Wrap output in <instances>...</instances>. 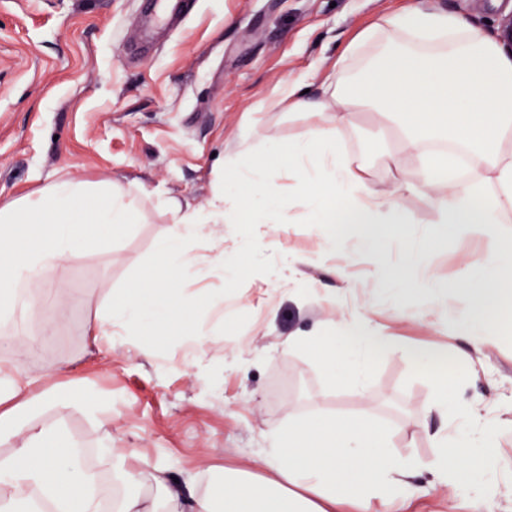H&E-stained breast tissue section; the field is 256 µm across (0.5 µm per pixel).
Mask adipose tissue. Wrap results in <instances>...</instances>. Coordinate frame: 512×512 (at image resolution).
Returning a JSON list of instances; mask_svg holds the SVG:
<instances>
[{
	"mask_svg": "<svg viewBox=\"0 0 512 512\" xmlns=\"http://www.w3.org/2000/svg\"><path fill=\"white\" fill-rule=\"evenodd\" d=\"M395 121L403 148L414 153L425 173L421 184L404 179L375 184L362 167L345 160L340 142L360 109ZM262 112H299L304 122L292 140L268 139L262 149L249 148V134L239 145L245 161L229 156L231 191L217 185L207 207L196 209L169 197L164 210L171 224L156 244L157 259L148 273L117 294L106 295L85 334L100 342L116 328L148 327L155 343L191 333L190 321L202 309H220L224 297L185 295L188 275L224 269V241L213 234L222 224H278L291 199L301 202L308 224H341L343 236H327L322 248H339L343 240L380 244L393 224L412 223L403 204L416 193L439 216L436 236L444 243L463 226L494 242L495 262L485 278H458L454 286L471 302L469 316H447L452 332L462 331L476 343L512 330L491 326L486 318L499 295L498 285L512 277V150L501 149L512 137V55L463 17L448 13L437 0H412L403 11L389 13L351 42L336 71L318 79L314 89L293 82L258 106ZM464 149L472 162L487 164L498 192L478 203V180L449 176L454 164L442 144ZM139 183L104 181L89 184L59 177L34 193L0 206V326L14 346L32 338L13 328L17 307L43 311L29 289L58 267L82 261L87 254H111L112 240L139 223L133 199L147 195ZM393 339L377 335L369 318L343 319L336 336L317 341L318 358L329 382L353 384L366 368V356L390 350ZM58 368L31 377L15 361L0 359V443L12 446L0 458V512H338L354 499L394 503L419 495L414 477L427 472L430 484L472 492L493 503L497 491L473 488V464L495 469L494 431L485 427L467 439H440L428 462L403 458L387 449L388 435L365 420L332 419L319 424L296 422L271 436L262 462L270 476L255 483L233 474L210 476L203 490L178 480L170 469L141 455L110 449L121 458L114 484L137 483L138 491L116 492L111 499L88 493L100 473L55 422L39 421L34 410L76 405L97 420H109L110 406L97 395H60L54 383ZM480 446L481 458L471 449Z\"/></svg>",
	"mask_w": 512,
	"mask_h": 512,
	"instance_id": "1",
	"label": "adipose tissue"
}]
</instances>
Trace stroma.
Listing matches in <instances>:
<instances>
[{"instance_id":"obj_1","label":"stroma","mask_w":512,"mask_h":512,"mask_svg":"<svg viewBox=\"0 0 512 512\" xmlns=\"http://www.w3.org/2000/svg\"><path fill=\"white\" fill-rule=\"evenodd\" d=\"M403 0H186L176 30L141 48L144 0H0V204L69 175L112 179L151 189L142 219L112 242L111 255L89 254L41 283L54 292L57 330L23 355L29 375L62 367L61 395L107 394L110 424L77 407L48 410L89 459L122 448L169 463L178 477L207 467L266 477L262 448L272 430L296 420L318 423L363 418L389 435L390 451L422 461L454 433L455 417L430 413L436 388L418 357L438 355L435 370H460L458 402L476 407L495 427L499 464L476 471V481L499 489L495 512H512V335L482 345L449 335L438 314H468L466 294L451 289L462 273L482 278L493 255L487 239L467 231L433 246L437 216L422 198L404 204L414 223L390 226L383 244L391 276L375 266L372 250L351 243L318 255L326 224H259L243 238L218 227L224 251L244 253L247 268L188 277V291L223 293V311L200 312L209 339L199 364L181 341L152 355L143 339L121 333L92 345L85 328L108 291H121L154 262L170 229L161 198L206 207L239 127L251 122L252 147L267 137L295 136V112H261L258 104L294 81L328 73L347 44ZM491 36L512 0H439ZM397 126L360 113L342 141V154L373 180L402 173L420 181L416 158L399 148ZM398 157L389 166L387 155ZM422 287L407 298L398 279ZM367 313L396 350L373 355L361 381L330 384L311 346L332 322ZM223 335H214L216 327ZM291 348H284L286 338ZM409 505L371 503L369 512H486L448 489L428 488Z\"/></svg>"}]
</instances>
